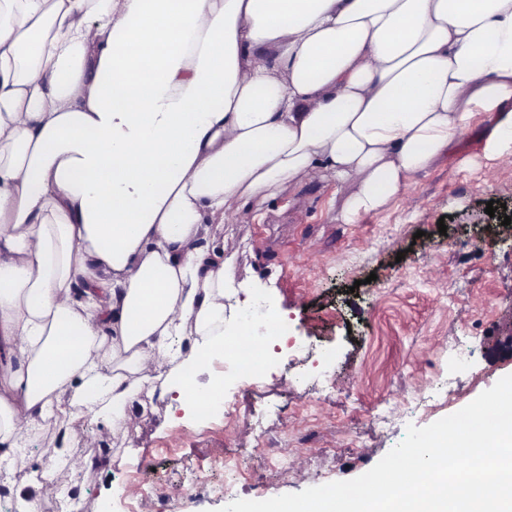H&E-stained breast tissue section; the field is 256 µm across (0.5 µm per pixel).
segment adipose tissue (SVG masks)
<instances>
[{
	"label": "adipose tissue",
	"mask_w": 512,
	"mask_h": 512,
	"mask_svg": "<svg viewBox=\"0 0 512 512\" xmlns=\"http://www.w3.org/2000/svg\"><path fill=\"white\" fill-rule=\"evenodd\" d=\"M512 168V0H0V463L55 415L195 405L249 202L332 181L353 223L475 113Z\"/></svg>",
	"instance_id": "adipose-tissue-1"
}]
</instances>
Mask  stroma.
Masks as SVG:
<instances>
[{
	"mask_svg": "<svg viewBox=\"0 0 512 512\" xmlns=\"http://www.w3.org/2000/svg\"><path fill=\"white\" fill-rule=\"evenodd\" d=\"M487 126L476 113L448 157L416 176L409 199L355 223L343 222L331 183L302 181L245 208L240 223L214 225L227 284L248 285L252 300L283 312L291 335L330 351L333 389L309 378L311 359L284 349L257 382H227L228 422L155 383L133 397V430L93 416L98 467L73 429L26 435L9 477H0V512L32 491L47 502L65 488L83 512H217L225 500L213 485L225 459L247 472L241 499L349 480L397 445L407 425L453 414L512 374V356L494 353L512 334V224L485 212L491 200L512 209V169L484 157ZM428 376L432 409L404 405ZM47 458L50 474L33 483L28 469ZM148 484L152 495L129 496Z\"/></svg>",
	"mask_w": 512,
	"mask_h": 512,
	"instance_id": "obj_1",
	"label": "stroma"
}]
</instances>
